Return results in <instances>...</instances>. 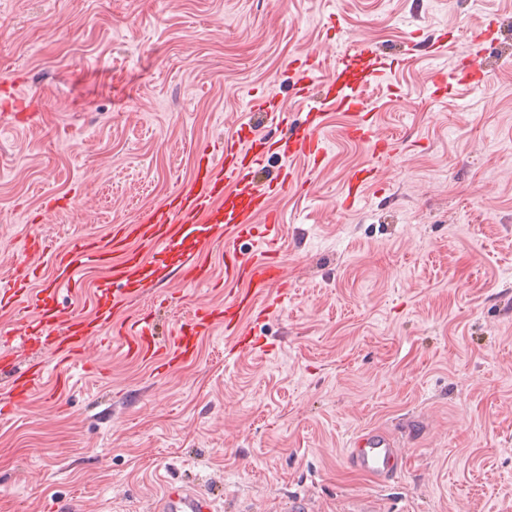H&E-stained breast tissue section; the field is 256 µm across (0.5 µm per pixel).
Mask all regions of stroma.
Wrapping results in <instances>:
<instances>
[{
	"label": "stroma",
	"mask_w": 512,
	"mask_h": 512,
	"mask_svg": "<svg viewBox=\"0 0 512 512\" xmlns=\"http://www.w3.org/2000/svg\"><path fill=\"white\" fill-rule=\"evenodd\" d=\"M438 37L440 62L408 66ZM314 53L329 71L352 56L393 163L346 207L376 164L327 112L326 156L295 161L276 200L287 299L248 343L214 328L175 373L107 344L73 361L65 398L0 418V512H148L192 478L220 512L298 495L314 512H512V0L466 19L456 0H0V274L26 234L55 250L163 205L240 124L281 137L247 97L303 116L295 62ZM476 55L485 84L433 86ZM179 254L149 258L117 317L223 304L177 278ZM370 428L406 444L390 482L345 460Z\"/></svg>",
	"instance_id": "1"
}]
</instances>
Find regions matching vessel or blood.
<instances>
[{
  "label": "vessel or blood",
  "instance_id": "vessel-or-blood-1",
  "mask_svg": "<svg viewBox=\"0 0 512 512\" xmlns=\"http://www.w3.org/2000/svg\"><path fill=\"white\" fill-rule=\"evenodd\" d=\"M307 84L298 86L299 97L310 106L290 133L293 159L315 163L326 153L322 130L324 110L333 106L352 115L344 130L351 141H369L365 121L368 105L355 89L338 85L335 74L323 71L317 56L304 65ZM257 133L225 139L220 155L200 153L194 180L183 185L157 208L145 211L135 223L113 225L107 235L80 234L64 249L47 252L41 238L24 244L23 256L7 275L0 277V310L13 314L11 332L16 343L40 344L54 351L53 365L34 363L10 376L0 403L15 407L27 402L43 383L52 388L67 385V368L82 355L89 340L107 333L110 340L131 358L161 361L178 369L194 358L197 344L215 326L238 332L241 310L254 309L260 297L273 289H284L288 281L276 248L282 216L271 199L295 179L292 163L280 166L275 177L259 181L255 175L261 157L253 149ZM259 234L263 250L244 255L241 242ZM190 241L192 247L180 263V276L188 284L214 282L206 257L213 246L224 255L225 288L234 295L224 307L197 306L188 317L171 323L167 335H159L149 313L116 322L113 308L141 296V271L148 255L165 251L173 238ZM49 256L54 267L52 282L57 287L80 286V273L94 266L107 269L112 290L96 319L87 320L74 309L50 304L42 289L30 287L35 270L32 256ZM347 460L357 470L383 482L396 475L402 462L398 440L381 430L356 433L347 445ZM212 492L185 483H170L152 512H215Z\"/></svg>",
  "mask_w": 512,
  "mask_h": 512
}]
</instances>
